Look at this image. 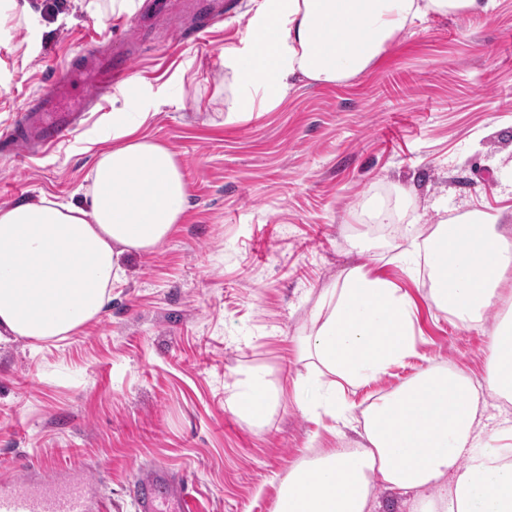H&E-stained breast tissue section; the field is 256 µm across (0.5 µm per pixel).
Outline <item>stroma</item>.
Returning a JSON list of instances; mask_svg holds the SVG:
<instances>
[{
  "label": "stroma",
  "instance_id": "1",
  "mask_svg": "<svg viewBox=\"0 0 512 512\" xmlns=\"http://www.w3.org/2000/svg\"><path fill=\"white\" fill-rule=\"evenodd\" d=\"M200 0H175L171 25L133 8L93 15L82 0H35L0 29V129L81 48L135 47L129 87L89 112L66 141L16 164L0 155V208L77 198L112 115L142 126L178 157L186 216L149 253L129 256L124 283L73 336L32 351L0 342V474L49 466L97 483L102 512H136L135 481L159 465L192 483L201 512H274L282 482L358 436L306 415L300 344L314 305L365 264L415 306L416 355L356 389L355 403L436 364L481 378L502 315L464 327L427 297L428 268L397 261L410 236L448 216L512 204V0L485 15H431L406 29L369 71L337 85L297 80L274 110L228 117L224 49L240 45L259 0H236L204 45L168 43ZM287 391L263 427L226 406L252 370Z\"/></svg>",
  "mask_w": 512,
  "mask_h": 512
}]
</instances>
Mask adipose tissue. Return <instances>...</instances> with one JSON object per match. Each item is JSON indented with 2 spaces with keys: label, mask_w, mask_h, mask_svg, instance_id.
<instances>
[{
  "label": "adipose tissue",
  "mask_w": 512,
  "mask_h": 512,
  "mask_svg": "<svg viewBox=\"0 0 512 512\" xmlns=\"http://www.w3.org/2000/svg\"><path fill=\"white\" fill-rule=\"evenodd\" d=\"M491 0H262L243 47L224 50L230 119L278 107L298 78L340 84L365 73L406 28L431 14H484ZM145 112L112 115V145L100 151L78 200L0 209V337L31 346L62 340L95 320L125 278L124 258L154 251L188 205L182 167L139 129ZM512 209L466 211L401 254L425 259L430 300L465 326L505 314L490 332L480 381L430 365L366 405L356 389L415 355L413 304L364 266L317 306L302 346L317 375L312 416L362 422L356 449L338 448L293 469L276 512H375L378 489L414 492L417 512H512ZM264 372L227 401L262 424L276 404ZM498 417L487 416L490 400Z\"/></svg>",
  "instance_id": "1"
}]
</instances>
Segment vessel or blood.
Here are the masks:
<instances>
[{
    "instance_id": "vessel-or-blood-1",
    "label": "vessel or blood",
    "mask_w": 512,
    "mask_h": 512,
    "mask_svg": "<svg viewBox=\"0 0 512 512\" xmlns=\"http://www.w3.org/2000/svg\"><path fill=\"white\" fill-rule=\"evenodd\" d=\"M215 20L208 11L193 13L183 31L202 41ZM126 71L125 58L84 49L73 69L45 85L0 132V144L21 163L68 140L88 112L111 95ZM132 492L138 512H200L195 490L155 466L136 481ZM0 512H100V501L96 485L82 475L33 473L21 481L0 480Z\"/></svg>"
}]
</instances>
